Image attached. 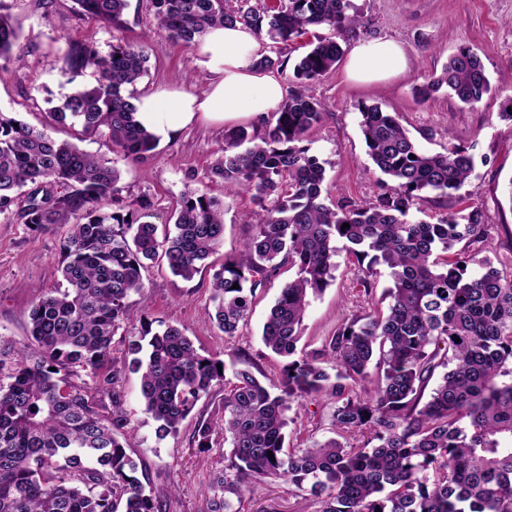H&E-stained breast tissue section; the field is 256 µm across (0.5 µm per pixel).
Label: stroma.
I'll return each instance as SVG.
<instances>
[{"instance_id": "35a3bbf8", "label": "stroma", "mask_w": 512, "mask_h": 512, "mask_svg": "<svg viewBox=\"0 0 512 512\" xmlns=\"http://www.w3.org/2000/svg\"><path fill=\"white\" fill-rule=\"evenodd\" d=\"M11 13L22 26L21 61H0V111L13 112L29 125L47 131L57 140L69 139L71 130L56 125L47 98L67 91V78L57 59L68 41L91 42L108 52L112 35L83 17L74 0H9ZM361 24L343 34L344 50L361 40L389 38L407 51L410 65L401 76L374 86L350 83L343 66L307 86L308 94L322 102L323 122L310 130L311 154L325 159L326 185L332 197L356 201L378 190L374 170L360 130V104H376L396 115L422 151L441 152L448 144L470 149L475 171L459 196L427 194L420 205V219L438 222L461 213L466 205L482 206L490 229L480 256L493 264L512 263V121L502 112L512 97V0H351ZM126 39L142 43L148 54V73L135 86L142 94L161 87L203 89L206 72L194 68L183 47L153 33L149 0H129L125 14ZM469 46L480 56L495 89L473 107L461 105L446 93L424 103L414 90L441 70L450 54ZM224 144V128L198 123L178 136L160 141L152 154L132 165L104 136L82 141V150L94 154L122 172L124 198L148 197L153 221L172 222L180 198L188 191L205 190L224 201V240L193 279L171 274L163 259L148 263L143 289L130 298L134 319L123 323L112 340L116 361L115 393L120 394L129 425L127 452L137 462V476L163 498L166 512H207L204 491L224 471V435L215 433L208 449L197 448L192 436L199 422L218 421L224 414V389L215 387L182 422L177 435L158 438L156 425L142 411L140 376L128 368L127 344L141 332L140 316L164 323H179L202 354L224 360L248 356L256 362L269 385H278L284 358L266 349L262 325L282 285L293 278L290 267H281L255 294L252 311L239 336L226 339L214 317L211 278L225 257L237 254L249 234L255 206L247 195H228L224 181L213 173ZM65 224L35 231L13 214H0V339L17 348L31 346L28 313L35 293L61 286L62 242ZM335 279L313 298L304 316L300 348L313 351L356 315L386 310L382 298L389 287L387 275L364 291L362 274L346 252L336 257ZM333 401L323 399L292 404L286 429L287 449L301 448L332 437ZM242 512H310L304 492L278 479L267 480L245 497Z\"/></svg>"}]
</instances>
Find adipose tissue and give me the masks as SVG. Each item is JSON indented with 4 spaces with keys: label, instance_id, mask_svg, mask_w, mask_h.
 Wrapping results in <instances>:
<instances>
[{
    "label": "adipose tissue",
    "instance_id": "obj_1",
    "mask_svg": "<svg viewBox=\"0 0 512 512\" xmlns=\"http://www.w3.org/2000/svg\"><path fill=\"white\" fill-rule=\"evenodd\" d=\"M265 52L258 35L243 26H216L199 43L197 67L209 76L203 91L161 89L140 95L137 119L154 135L169 139L193 122L214 124L248 121L261 125L279 111L286 98L280 74L264 71L256 62ZM404 47L392 39L357 42L350 50L345 73L349 81L373 85L406 72Z\"/></svg>",
    "mask_w": 512,
    "mask_h": 512
}]
</instances>
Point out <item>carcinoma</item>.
<instances>
[{
  "instance_id": "1",
  "label": "carcinoma",
  "mask_w": 512,
  "mask_h": 512,
  "mask_svg": "<svg viewBox=\"0 0 512 512\" xmlns=\"http://www.w3.org/2000/svg\"><path fill=\"white\" fill-rule=\"evenodd\" d=\"M150 2L155 33L188 50L215 26L240 24L266 36L269 53L258 66L271 71L284 65L281 45L310 28L341 33L359 24L348 13L350 0H243L227 11L224 0ZM75 3L112 31L113 44L106 54L90 43L67 44L58 63L73 87L51 116L77 129L78 140L109 136L126 160L140 163L158 141L137 120L134 86L147 73L148 55L123 37L128 0ZM20 37V23L0 0V60H20ZM343 54L333 39L309 44L294 66L302 84L288 90L261 130L225 129L215 167L224 193L249 194L259 207L243 249L212 276L224 336L237 335L265 279L284 264L296 269L262 328L264 345L288 359L280 392L262 383L251 359L227 364L202 355L179 325L162 322L154 331L142 317L129 353L143 411L163 439L178 432L202 396L230 385L220 424L230 451L224 475L211 485L209 512H241L245 495L271 478L307 492L313 512H512V270L468 253L489 237L480 206L433 224L411 214L429 192H459L474 156L454 144L425 153L396 116L363 103L368 156L387 180L371 201L326 205L327 161L305 145L324 112L304 83L328 74ZM88 69L94 83H77ZM443 89L468 106L491 95L471 48H459L414 96L423 103ZM120 180L107 161L0 112V214L14 211L37 229L70 225L61 269L66 287L37 297L28 314L35 347L0 340V512H166L135 476L120 439L127 419L112 388V338L134 317L129 299L144 287L146 262L161 256L174 275L191 280L216 252L224 202L199 189L186 192L174 229L160 235L151 201L122 202ZM339 240L348 243L365 288L380 268L388 271L387 312L343 324L321 350L298 358L309 297L333 280ZM326 363L338 379L373 383L374 395L330 384ZM81 371L111 396L109 414L73 381ZM322 396L336 399V437L286 451L290 404ZM212 432L211 422L199 423L196 447H210ZM52 468L59 476L46 475Z\"/></svg>"
}]
</instances>
